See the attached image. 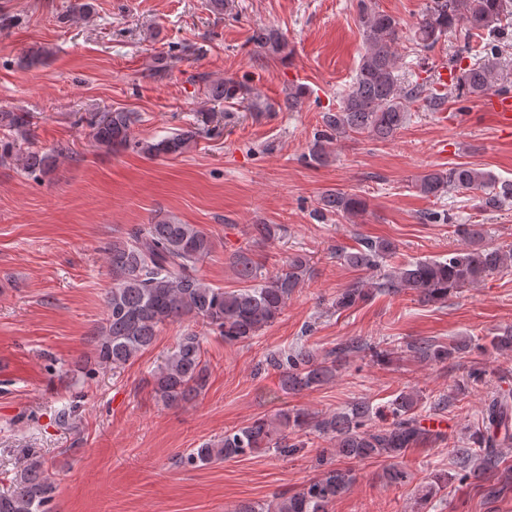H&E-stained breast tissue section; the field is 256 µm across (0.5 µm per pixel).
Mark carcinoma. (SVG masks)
<instances>
[{"instance_id":"cac0c4a2","label":"carcinoma","mask_w":512,"mask_h":512,"mask_svg":"<svg viewBox=\"0 0 512 512\" xmlns=\"http://www.w3.org/2000/svg\"><path fill=\"white\" fill-rule=\"evenodd\" d=\"M359 22L363 29L365 51L352 84L336 111L323 117L324 129L309 148V159L324 164L329 157L328 144L368 134L389 140L403 127L408 106L421 96V86H404L397 73L395 45L398 20L376 10L371 0H359ZM512 21V0H427L414 33L416 45L430 49L448 32L461 26L466 39L480 38ZM255 41L274 54L285 52L287 43L276 32L262 29ZM485 55L461 67L462 56L449 61L450 87L458 97H480L493 87L506 91L502 83V51L487 43ZM195 81L221 98H250L248 85L232 78L213 82L203 73ZM134 116L123 110L94 115L92 138L96 147L118 152L133 147L148 158L179 156L194 143L200 131L186 130L158 140H134L131 127ZM32 115L14 110L0 111V127L14 133L13 140H0V161L17 158L31 173H48L52 160L47 154L29 150L16 155V140L30 136ZM415 189L425 197L439 199L450 191H481L488 208L512 203V182L499 181L494 175L465 164L446 170L431 169L417 177ZM365 208L354 194L327 190L318 201V211L352 218ZM457 233L468 242L466 248L443 259L408 262L382 277L361 278L337 294L336 309H349L378 292L399 293L411 290L419 301L443 304L448 295L471 287L499 268L512 264V252L485 244L482 224H459ZM214 248L211 237L196 224H183L167 217L143 224L115 238L107 249L112 273V288L106 300L105 324L96 336L98 361L120 369L150 347L160 328L200 319L219 332L228 344L248 343L260 336L283 313L288 300L310 275L308 260L295 255L285 261L280 273L267 277L262 266L241 250L232 255L231 265L243 287L233 290L213 287L196 275V265ZM397 245L386 239L364 238L351 251L339 249L338 257L359 271H374L383 259L393 255ZM415 359L434 364L473 350L512 353V329L490 337L485 344L464 337L450 344L420 338L406 344ZM366 353L372 362L390 360V353L363 338L324 351L301 345L290 352L274 353L266 363L282 371V386L292 392L313 390L336 378V373L354 353ZM209 380V367L203 359V340L192 331L179 336L175 346L152 374L151 394L167 407L191 401ZM421 398L412 391L399 393L389 404L391 421L374 425L373 407L365 399L356 400L339 411L314 417L303 410L279 415L271 420L258 417L213 441L191 449L184 462L196 467L218 460L235 459L269 448H299L296 438L312 431L331 447L321 450L320 458L336 455L342 459L364 461L386 459L387 480L407 483L411 473L403 458L409 448L443 440L441 433L422 426L418 409ZM472 447L455 449L462 459L479 460L473 475L487 481L484 496L495 500L512 489L509 477L500 474V455L496 448H512V396L493 397L483 409L481 427L471 436ZM355 475L349 468L328 467L291 496L277 495L268 503L241 502L235 512H329L338 496L349 489ZM448 485V474L435 473L419 485V501L424 504ZM58 493V483L49 473L43 458L29 457L0 493V512H49Z\"/></svg>"}]
</instances>
